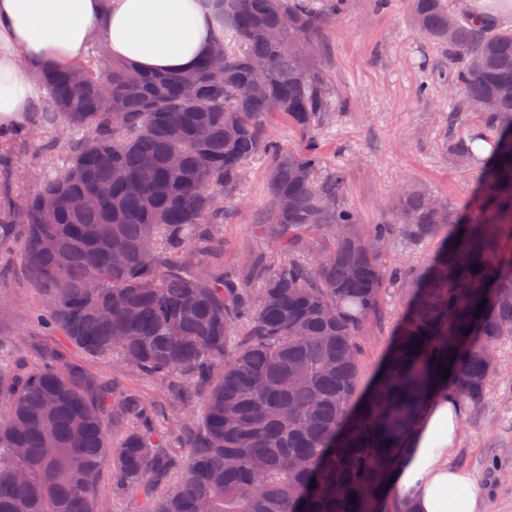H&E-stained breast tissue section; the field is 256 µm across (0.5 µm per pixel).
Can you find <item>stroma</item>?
<instances>
[{
    "label": "stroma",
    "instance_id": "1",
    "mask_svg": "<svg viewBox=\"0 0 512 512\" xmlns=\"http://www.w3.org/2000/svg\"><path fill=\"white\" fill-rule=\"evenodd\" d=\"M336 89L340 108L315 135L326 168L343 170L347 204L362 227L391 222L402 190L421 186L462 210L481 193L482 164L464 169L447 147L449 139L491 135L484 113L454 111L449 80L460 59L420 33L411 20L410 0H347L343 14L319 35L313 59ZM266 158L248 165L242 183L226 197L217 225L219 255L197 265L201 274L243 267L246 251L276 264L281 254L261 234L270 208ZM414 279L386 289L379 316L363 332L361 382L370 386L401 318ZM40 296L21 261L0 256V351L15 367L56 361L75 369L91 391L105 388L150 404L157 421L173 413L156 381L133 374L119 356L78 350L59 333L33 325ZM500 458L512 470V393L492 383L483 404L465 408L462 440L448 454L450 464L472 472L485 493V512H512V480L489 467Z\"/></svg>",
    "mask_w": 512,
    "mask_h": 512
}]
</instances>
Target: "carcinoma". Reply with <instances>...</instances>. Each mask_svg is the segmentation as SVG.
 I'll list each match as a JSON object with an SVG mask.
<instances>
[{
	"label": "carcinoma",
	"mask_w": 512,
	"mask_h": 512,
	"mask_svg": "<svg viewBox=\"0 0 512 512\" xmlns=\"http://www.w3.org/2000/svg\"><path fill=\"white\" fill-rule=\"evenodd\" d=\"M214 2L224 40L190 74L142 73L99 41L46 70L36 140L53 166L20 199L0 198V252L29 270L38 320L179 395L196 438L172 455L186 425L157 423L133 396L92 398L63 365L0 372V512H96L106 461L112 494L136 497L139 512H385L393 448L440 369L451 370L448 390L478 403L512 336V30L468 14L450 37L445 0H411L422 34L464 61L451 89L496 129L495 159L466 219L414 188L392 223L364 233L344 172L324 166L315 142L295 153L265 132L272 112L313 134L338 111L305 43L317 51L345 0ZM484 141L450 151L468 165ZM258 157L269 161L265 228L281 261L250 253L241 276L194 273L224 196ZM397 234L438 247L365 392L360 333L406 278L382 262ZM196 390L199 411L187 398ZM119 415L135 425L117 436Z\"/></svg>",
	"instance_id": "cac0c4a2"
}]
</instances>
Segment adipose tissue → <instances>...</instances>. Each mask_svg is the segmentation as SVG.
Here are the masks:
<instances>
[{"label": "adipose tissue", "mask_w": 512, "mask_h": 512, "mask_svg": "<svg viewBox=\"0 0 512 512\" xmlns=\"http://www.w3.org/2000/svg\"><path fill=\"white\" fill-rule=\"evenodd\" d=\"M145 73L188 72L222 31L204 0H0V128L20 129L43 95L37 74L79 62L94 37ZM462 404L436 386L391 470L386 495L409 512H484L472 473L448 462Z\"/></svg>", "instance_id": "1"}]
</instances>
